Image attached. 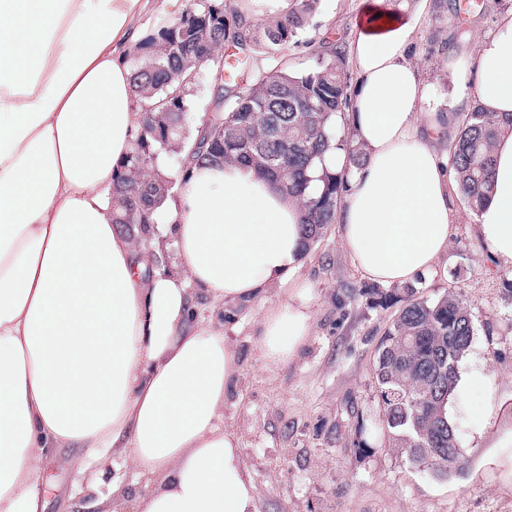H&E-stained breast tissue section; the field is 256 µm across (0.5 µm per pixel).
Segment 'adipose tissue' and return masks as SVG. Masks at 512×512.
I'll list each match as a JSON object with an SVG mask.
<instances>
[{"instance_id": "1", "label": "adipose tissue", "mask_w": 512, "mask_h": 512, "mask_svg": "<svg viewBox=\"0 0 512 512\" xmlns=\"http://www.w3.org/2000/svg\"><path fill=\"white\" fill-rule=\"evenodd\" d=\"M372 0L348 55L350 144L313 173L344 176L339 241L370 281L400 286L448 249L459 183L434 135L445 115L410 58L416 18ZM149 0H0V512H42L41 463L75 448L124 459L156 486L134 512H258L224 394L237 370L223 326L198 310L264 300L306 255L303 209L235 163L179 173L142 246L112 222L110 193L141 130L128 56ZM512 113V16L477 50L453 104ZM472 213L512 268V126L493 146ZM171 237L173 267L149 268ZM258 360L294 358L305 304L265 309Z\"/></svg>"}]
</instances>
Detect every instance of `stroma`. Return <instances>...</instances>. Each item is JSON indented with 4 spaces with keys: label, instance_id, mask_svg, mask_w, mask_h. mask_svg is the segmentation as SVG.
<instances>
[{
    "label": "stroma",
    "instance_id": "obj_1",
    "mask_svg": "<svg viewBox=\"0 0 512 512\" xmlns=\"http://www.w3.org/2000/svg\"><path fill=\"white\" fill-rule=\"evenodd\" d=\"M471 5L459 23L445 0H410L419 12L413 35L423 78L439 101H451L463 74L449 59H468L512 15V0H460ZM364 0H319L307 35L349 47L354 19ZM458 213L448 251L419 277L423 297L448 289L461 292L471 313L474 336L458 367L466 382L456 389L448 414L468 461L464 474L436 479L404 455L384 448L373 362L377 344L397 311L372 303L371 281L362 277L343 250L336 226L308 252L295 278L313 322L296 356L277 370L258 360L262 305L227 304L204 315L222 319L237 353L238 371L224 399V425L236 433L253 481L258 512H512V465L496 440L512 430V295L505 289L512 268L492 263L475 234L471 210L454 196ZM493 392L497 425L484 428L486 392ZM367 452L359 453L355 443ZM120 479L132 499L154 486L123 462L89 486L77 468H59L47 456L39 478L44 512H81L112 492Z\"/></svg>",
    "mask_w": 512,
    "mask_h": 512
}]
</instances>
